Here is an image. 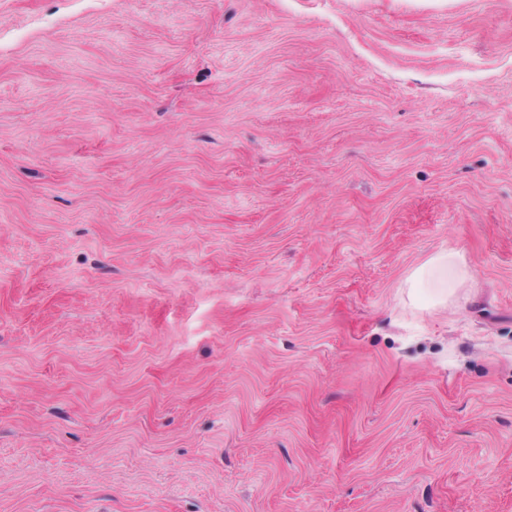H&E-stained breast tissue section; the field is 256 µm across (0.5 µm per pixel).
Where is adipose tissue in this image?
<instances>
[{
	"instance_id": "adipose-tissue-1",
	"label": "adipose tissue",
	"mask_w": 512,
	"mask_h": 512,
	"mask_svg": "<svg viewBox=\"0 0 512 512\" xmlns=\"http://www.w3.org/2000/svg\"><path fill=\"white\" fill-rule=\"evenodd\" d=\"M472 280L473 274L459 253L443 251L415 268L405 286L412 302L436 307L466 298Z\"/></svg>"
}]
</instances>
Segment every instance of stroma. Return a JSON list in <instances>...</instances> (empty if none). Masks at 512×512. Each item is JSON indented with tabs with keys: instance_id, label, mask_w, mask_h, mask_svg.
Segmentation results:
<instances>
[{
	"instance_id": "1",
	"label": "stroma",
	"mask_w": 512,
	"mask_h": 512,
	"mask_svg": "<svg viewBox=\"0 0 512 512\" xmlns=\"http://www.w3.org/2000/svg\"><path fill=\"white\" fill-rule=\"evenodd\" d=\"M0 512H512V0H0ZM472 280V271L459 253L443 251L415 268L405 287L412 302L436 307L448 304V300L466 299Z\"/></svg>"
}]
</instances>
